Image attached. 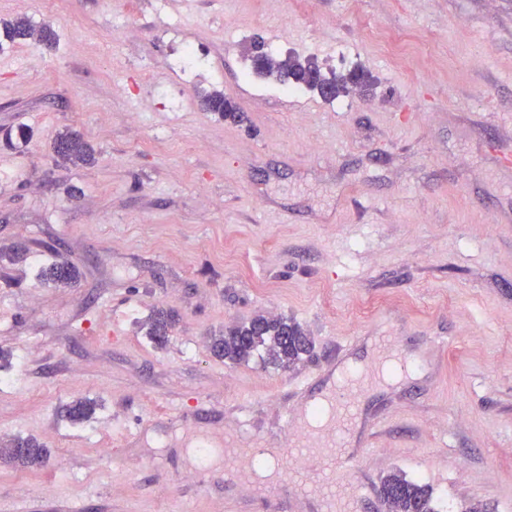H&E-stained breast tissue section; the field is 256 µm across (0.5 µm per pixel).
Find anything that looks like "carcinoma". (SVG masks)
I'll use <instances>...</instances> for the list:
<instances>
[{
  "label": "carcinoma",
  "mask_w": 512,
  "mask_h": 512,
  "mask_svg": "<svg viewBox=\"0 0 512 512\" xmlns=\"http://www.w3.org/2000/svg\"><path fill=\"white\" fill-rule=\"evenodd\" d=\"M3 29L11 41L33 39L46 44L54 41L50 28L36 27L25 17L4 22ZM251 61L254 73L260 76L275 75L310 91L314 90L311 80L313 72L321 81L333 85L338 96L353 88L367 91L373 85L372 75L363 69L346 73L326 72L313 57H282L259 50L253 52ZM202 105L206 111L215 112L223 118L234 119L238 112L237 105L224 96V92L217 90L205 94ZM53 148L63 161L73 165H85L94 160L91 147L72 131L58 134ZM44 273L61 284L72 283L78 278V271L72 265L51 263L44 268ZM174 322V312L159 313L151 325L150 338L158 344L164 343L168 329ZM211 349L229 364H247L255 358L265 367L288 369L310 357L312 341L302 326L291 319L257 315L247 322L225 328L224 334L212 339ZM90 414V405L81 400L66 410V418L74 423L88 419ZM47 458V449L31 439L19 440L8 448H0V462L14 468L37 469L46 465ZM379 499L386 512H435L430 488L408 479L399 471L382 478Z\"/></svg>",
  "instance_id": "1"
}]
</instances>
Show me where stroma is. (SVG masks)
<instances>
[{"label":"stroma","instance_id":"1","mask_svg":"<svg viewBox=\"0 0 512 512\" xmlns=\"http://www.w3.org/2000/svg\"><path fill=\"white\" fill-rule=\"evenodd\" d=\"M18 17L57 42L0 34V446L50 456L0 467V512H239L225 433L287 444L285 410L326 388L337 343L373 366L374 330L426 369L366 394L363 468L427 484L437 512H512V0H0ZM257 43L376 85L322 100L253 74ZM213 90L239 119L203 109ZM66 130L94 164L56 156ZM62 261L77 284L40 278ZM257 314L300 323L311 357L213 354ZM47 458V449L32 439L18 440L10 448H0L1 462L14 468L37 469L46 465Z\"/></svg>","mask_w":512,"mask_h":512}]
</instances>
